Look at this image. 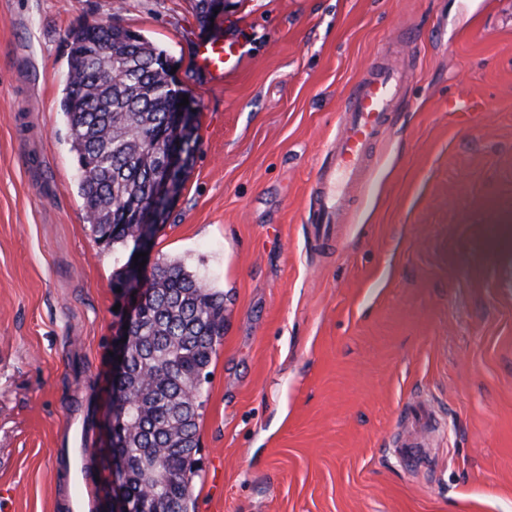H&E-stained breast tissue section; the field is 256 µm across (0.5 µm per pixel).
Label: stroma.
I'll list each match as a JSON object with an SVG mask.
<instances>
[{
  "label": "stroma",
  "instance_id": "obj_1",
  "mask_svg": "<svg viewBox=\"0 0 512 512\" xmlns=\"http://www.w3.org/2000/svg\"><path fill=\"white\" fill-rule=\"evenodd\" d=\"M507 0H0V512H68L86 418L98 508L129 250L99 245L61 109L69 35L110 20L164 49L198 149L152 256L224 293L203 382L196 512H512V23ZM242 58L223 84L199 44ZM413 78L331 245L310 193L385 45ZM438 419L419 467L392 442ZM436 427L435 414L426 402L415 406L410 423L396 437L395 448H423L426 435Z\"/></svg>",
  "mask_w": 512,
  "mask_h": 512
}]
</instances>
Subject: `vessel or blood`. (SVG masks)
<instances>
[{
    "label": "vessel or blood",
    "instance_id": "obj_1",
    "mask_svg": "<svg viewBox=\"0 0 512 512\" xmlns=\"http://www.w3.org/2000/svg\"><path fill=\"white\" fill-rule=\"evenodd\" d=\"M241 59V48L233 41L217 45L204 43L197 48L199 66L214 79L233 72ZM411 73L394 65L387 56L377 58L348 92L340 115L339 131L333 145L315 174L312 190L319 215L313 231L316 241H332L333 225L343 223L351 192L362 182L366 166L382 136L396 104L403 98ZM436 427L435 414L427 403H418L410 423L398 434L397 447L403 448L404 463L415 465L418 448ZM89 449H72L67 478L71 488L70 512H92L94 499L86 470Z\"/></svg>",
    "mask_w": 512,
    "mask_h": 512
}]
</instances>
